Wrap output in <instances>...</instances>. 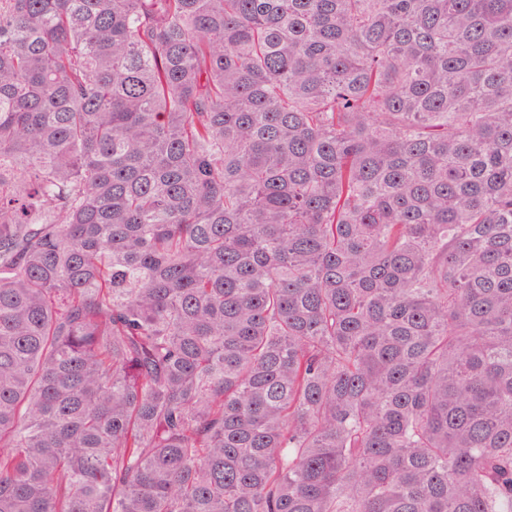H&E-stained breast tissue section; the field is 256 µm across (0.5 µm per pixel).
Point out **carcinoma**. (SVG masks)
Segmentation results:
<instances>
[{
	"label": "carcinoma",
	"instance_id": "cac0c4a2",
	"mask_svg": "<svg viewBox=\"0 0 512 512\" xmlns=\"http://www.w3.org/2000/svg\"><path fill=\"white\" fill-rule=\"evenodd\" d=\"M0 512H512V0H0Z\"/></svg>",
	"mask_w": 512,
	"mask_h": 512
}]
</instances>
